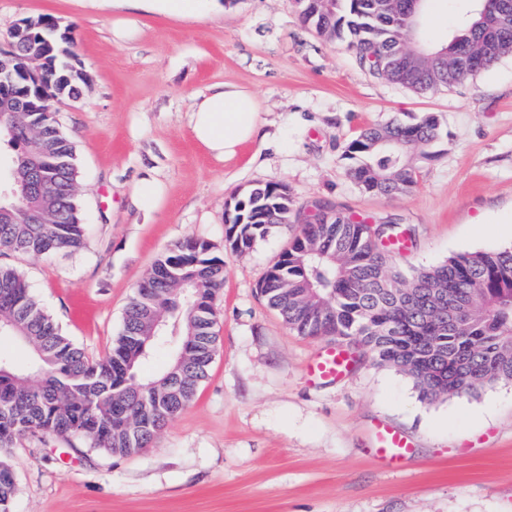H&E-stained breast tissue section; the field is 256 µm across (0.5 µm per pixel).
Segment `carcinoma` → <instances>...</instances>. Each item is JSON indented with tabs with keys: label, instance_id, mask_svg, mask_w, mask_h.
Listing matches in <instances>:
<instances>
[{
	"label": "carcinoma",
	"instance_id": "obj_1",
	"mask_svg": "<svg viewBox=\"0 0 512 512\" xmlns=\"http://www.w3.org/2000/svg\"><path fill=\"white\" fill-rule=\"evenodd\" d=\"M303 24L329 41H344L357 64L376 79L427 93L474 79L512 52V26L487 35L481 14L512 12V0H472L445 44L448 65L404 58L409 40L403 17L412 0H297ZM25 37L11 31V61L35 66L38 34L56 22L37 17ZM56 93L76 99L83 79L56 61ZM43 92L20 77L0 87V251L39 257L84 245L77 201L75 152L53 112H37ZM401 142L389 150L383 141ZM441 123L428 113L413 123L363 129L345 150L347 173L364 192L393 196L412 190L419 159L441 155ZM225 241L245 252L275 228L298 232L269 267L258 291L284 323L311 338L349 340L348 352L367 348L378 365L396 367L420 397L433 402L512 381V247L463 252L407 277L390 253L411 238L396 224L355 220L329 202L297 208L281 185H256L231 202ZM207 241L185 239L166 249L124 312L112 352L89 360L32 296L16 269L0 266V339L31 351L18 367L0 352V467H12L18 440L29 434L76 436L106 454L147 447L193 400L207 377L217 336L215 299L224 260ZM446 294L471 313L442 328L436 300ZM157 348L172 352L167 366L141 377V363Z\"/></svg>",
	"mask_w": 512,
	"mask_h": 512
}]
</instances>
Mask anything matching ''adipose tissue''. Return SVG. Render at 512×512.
Returning a JSON list of instances; mask_svg holds the SVG:
<instances>
[{
  "instance_id": "adipose-tissue-1",
  "label": "adipose tissue",
  "mask_w": 512,
  "mask_h": 512,
  "mask_svg": "<svg viewBox=\"0 0 512 512\" xmlns=\"http://www.w3.org/2000/svg\"><path fill=\"white\" fill-rule=\"evenodd\" d=\"M188 124L195 140L224 162L244 144L263 138L266 120L252 92L224 83L193 96Z\"/></svg>"
}]
</instances>
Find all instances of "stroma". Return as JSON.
<instances>
[{
	"label": "stroma",
	"instance_id": "1",
	"mask_svg": "<svg viewBox=\"0 0 512 512\" xmlns=\"http://www.w3.org/2000/svg\"><path fill=\"white\" fill-rule=\"evenodd\" d=\"M56 16L85 75L78 100H52L76 150L86 245L41 257L0 255L62 331L93 359L112 350L138 284L171 244L194 238L224 260L218 347L194 400L128 456L43 434L13 452L11 512H512V383L434 403L399 370L363 356L346 377L310 375L334 341L290 330L258 292L296 233L279 227L239 253L225 208L257 184L295 206L325 200L357 220L413 234L394 252L411 272L459 252L512 245V55L475 80L420 94L361 69L344 44L303 26L296 0H207L175 19L110 0H0V48L21 20ZM217 83L253 92L266 141L220 162L194 141L192 96ZM436 113L445 146L418 161L415 187L364 193L346 145L366 125ZM156 176L153 211L133 201ZM409 439L395 464L377 424ZM164 193L162 182L153 176L141 177L135 186V199L138 205L146 209L156 208Z\"/></svg>",
	"mask_w": 512,
	"mask_h": 512
}]
</instances>
